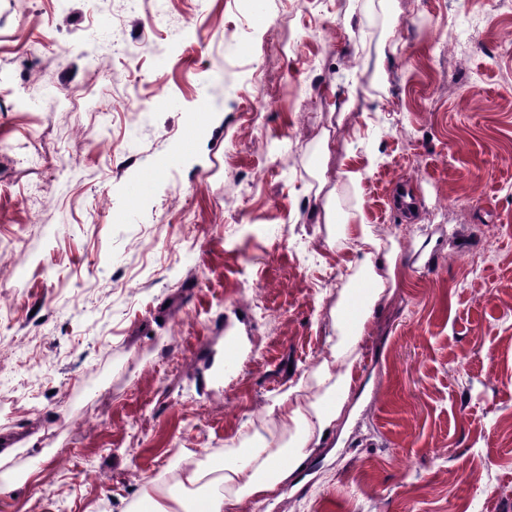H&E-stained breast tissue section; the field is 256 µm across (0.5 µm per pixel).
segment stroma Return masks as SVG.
<instances>
[{
  "label": "stroma",
  "instance_id": "stroma-1",
  "mask_svg": "<svg viewBox=\"0 0 512 512\" xmlns=\"http://www.w3.org/2000/svg\"><path fill=\"white\" fill-rule=\"evenodd\" d=\"M459 9L482 17L483 47L447 54ZM105 16L142 43L135 60L107 28L89 36ZM249 26L239 40L237 0H141L133 14L125 0H0V291L17 303L0 323V512H135L146 481L171 485L194 451L236 447L254 406L304 390L312 354L336 341L313 283L358 258L319 223L326 197L385 231L397 286L368 324L351 415L278 500L236 512H512V10L253 0ZM270 32L286 53L260 86ZM352 59L358 74L338 80ZM267 88L275 106L251 126ZM62 89L70 109H39ZM305 99L317 119L302 131ZM126 100L147 106L130 130ZM347 106L343 145L322 160L320 125ZM63 149L69 169L51 177ZM35 183L52 201L36 216ZM305 236L320 266L294 254ZM426 244L433 266L409 264ZM258 273L263 307L237 303ZM228 340L236 365L218 377Z\"/></svg>",
  "mask_w": 512,
  "mask_h": 512
}]
</instances>
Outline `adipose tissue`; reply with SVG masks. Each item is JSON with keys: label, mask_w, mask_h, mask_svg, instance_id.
I'll use <instances>...</instances> for the list:
<instances>
[{"label": "adipose tissue", "mask_w": 512, "mask_h": 512, "mask_svg": "<svg viewBox=\"0 0 512 512\" xmlns=\"http://www.w3.org/2000/svg\"><path fill=\"white\" fill-rule=\"evenodd\" d=\"M317 209L325 224L337 226L343 238L362 244V257L343 285L336 304L334 328L338 340L329 361L315 373L318 391L314 401L304 407L284 399L270 409L281 426L291 429L288 443L274 448L261 441L246 448L226 450L219 469L224 489L207 498L204 512H229L230 507L246 498L261 502L278 496L288 479L328 440L350 398L356 353L369 342L367 323L396 285L397 249L381 251L369 225L337 218L330 202L318 203ZM203 477L202 470L188 467L176 476L178 492L158 494L153 487H144L149 512H189L180 492L197 486Z\"/></svg>", "instance_id": "ef3b65f1"}]
</instances>
